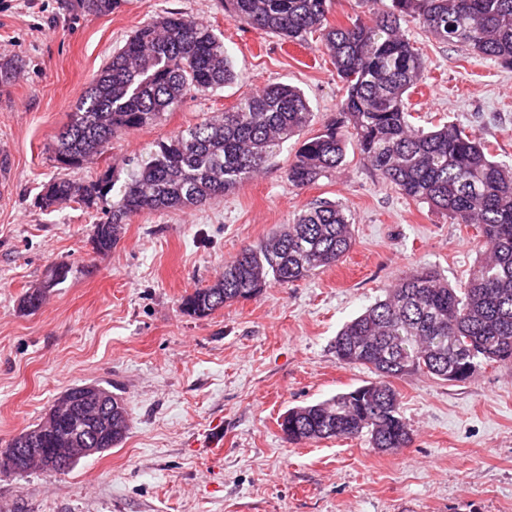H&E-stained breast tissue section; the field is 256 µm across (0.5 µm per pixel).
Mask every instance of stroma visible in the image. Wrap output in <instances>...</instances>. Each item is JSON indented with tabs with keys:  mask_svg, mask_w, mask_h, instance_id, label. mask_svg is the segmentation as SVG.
Listing matches in <instances>:
<instances>
[{
	"mask_svg": "<svg viewBox=\"0 0 512 512\" xmlns=\"http://www.w3.org/2000/svg\"><path fill=\"white\" fill-rule=\"evenodd\" d=\"M168 10L220 33L236 80L113 139L72 179L97 178L272 83L305 93L312 135L343 99L319 40L281 43L228 18L218 0H125L101 16L70 0H0V57L21 62L16 82L0 87V449L76 385L112 388L129 416L119 445L67 473H0V512H512V362L482 364L465 384L423 373L394 379L412 430L406 448L283 436L289 409L374 381L336 358L346 322L417 269L454 283L478 259L471 227L405 198L354 144L335 172L299 191L285 175L297 149L288 141L223 197L135 216L104 255L91 244L99 209L39 205L58 174L51 136L136 26ZM402 30L427 61L408 101L416 124H461L512 163V68L440 43L413 20ZM316 199L350 211L354 244L341 263L204 318L182 314L184 295ZM62 262L66 280L37 310H22L23 296ZM217 427L224 445L212 448Z\"/></svg>",
	"mask_w": 512,
	"mask_h": 512,
	"instance_id": "stroma-1",
	"label": "stroma"
}]
</instances>
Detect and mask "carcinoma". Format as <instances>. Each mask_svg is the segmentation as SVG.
Wrapping results in <instances>:
<instances>
[{
  "instance_id": "1",
  "label": "carcinoma",
  "mask_w": 512,
  "mask_h": 512,
  "mask_svg": "<svg viewBox=\"0 0 512 512\" xmlns=\"http://www.w3.org/2000/svg\"><path fill=\"white\" fill-rule=\"evenodd\" d=\"M228 16L284 42L305 43L320 32L345 85L338 117L299 141L286 178L296 189L336 170L346 141L356 142L378 175L403 196L476 229L484 258L464 283L452 286L421 269L385 291L337 333L336 357L364 366L377 381L289 410L280 423L290 444L369 438L372 447L407 448L410 429L400 414L392 380L422 372L465 383L482 363L512 359V164L497 161L477 135L452 123L432 129L410 121L405 94L423 80L426 61L401 30L411 18L435 39L512 67V0H390L372 5L369 18L332 26V0H221ZM123 0H76L88 15H106ZM15 58H0V86L14 83ZM236 78L214 30L181 12L142 23L112 54L70 120L47 144L58 176L43 187L41 206L66 202L101 208L107 219L92 226L91 242L106 254L123 226L144 211L198 206L261 174L284 143L314 120L308 99L288 84L269 85L232 109L205 118L130 158L125 172L106 170L76 181L79 169L104 153L115 137L142 129L181 105L192 92L217 90ZM353 237L346 208L335 201L308 203L271 238L242 248L207 288L185 295L180 310L202 318L224 304L257 297L272 283L289 284L340 263ZM55 267L43 287L25 295L32 311L46 290L66 279ZM65 417L41 426L37 448L109 450L125 437L118 430L78 425Z\"/></svg>"
}]
</instances>
